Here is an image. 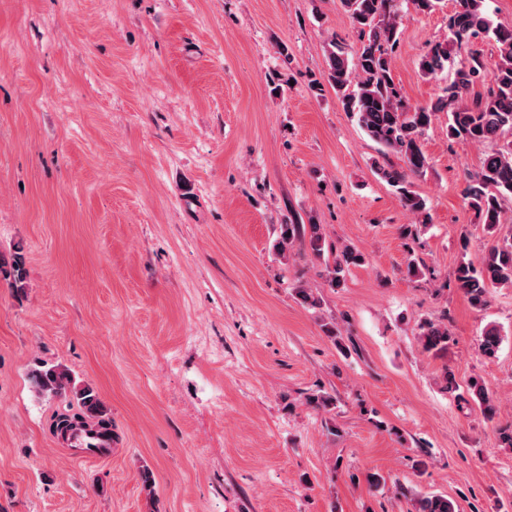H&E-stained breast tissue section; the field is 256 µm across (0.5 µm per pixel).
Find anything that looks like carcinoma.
Returning <instances> with one entry per match:
<instances>
[{
    "label": "carcinoma",
    "mask_w": 512,
    "mask_h": 512,
    "mask_svg": "<svg viewBox=\"0 0 512 512\" xmlns=\"http://www.w3.org/2000/svg\"><path fill=\"white\" fill-rule=\"evenodd\" d=\"M357 31L358 46L351 50L336 38L328 43V81L340 96L346 111L353 113L365 133L380 146L382 154L400 155L403 166H377L376 172L399 195L403 206L425 224L429 216L426 200L413 189L410 177L427 165L421 138L436 112H448V139L474 145L495 144L480 158L477 169L467 173L463 196L468 208L487 232L494 234L505 219V202L512 200V25L493 24L486 0H457L448 14V36L430 44L421 56L420 70L433 78L448 61L461 57L454 79L445 95L436 101L410 107L391 69V54L400 37V17L396 0H342ZM493 42L496 55L486 57L472 48L477 40ZM481 84L485 92L472 97L470 89ZM308 239L312 253L324 259L328 285L340 286L352 266L364 261L353 246L336 249L327 241L321 225L282 224L275 248L285 255L295 241ZM0 279L17 292L26 286L23 256L0 254ZM455 281L470 303L482 306L489 290L512 287V236L492 247L480 265L462 262ZM419 340L424 350L441 352L448 348L450 334L443 323L426 322L420 327ZM500 330L486 329L480 348L487 356L496 353L501 343ZM33 389L51 397H68L79 406L82 415L106 426V410L98 393L89 386L76 384L70 371L61 365H43L32 371ZM474 401L485 419L493 420L497 406L478 381L469 384ZM413 512H458V507L443 494L415 499Z\"/></svg>",
    "instance_id": "cac0c4a2"
}]
</instances>
